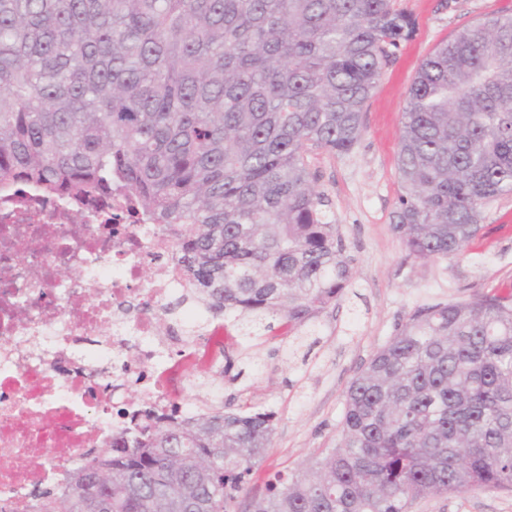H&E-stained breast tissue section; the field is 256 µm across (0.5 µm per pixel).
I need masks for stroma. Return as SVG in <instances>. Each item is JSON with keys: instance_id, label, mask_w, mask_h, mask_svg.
<instances>
[{"instance_id": "35a3bbf8", "label": "stroma", "mask_w": 512, "mask_h": 512, "mask_svg": "<svg viewBox=\"0 0 512 512\" xmlns=\"http://www.w3.org/2000/svg\"><path fill=\"white\" fill-rule=\"evenodd\" d=\"M396 5L414 17L416 29L368 100L360 141L347 154H308L350 261L349 286L297 336L246 337L225 318L223 379L201 371L185 381L187 397L200 406L275 414L270 446L237 512H246L276 474L306 467L324 449L336 447L348 386L414 310L512 289V194L486 203L478 237L447 259L410 256L393 229L403 192L397 168L401 117L418 68L463 28L511 14L512 0H396ZM408 512H512V493L429 495L413 501Z\"/></svg>"}]
</instances>
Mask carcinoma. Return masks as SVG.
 I'll return each mask as SVG.
<instances>
[{
	"label": "carcinoma",
	"instance_id": "obj_1",
	"mask_svg": "<svg viewBox=\"0 0 512 512\" xmlns=\"http://www.w3.org/2000/svg\"><path fill=\"white\" fill-rule=\"evenodd\" d=\"M415 19L393 0H0V186L133 196L177 231L183 303L296 336L352 279L308 152L347 153ZM394 230L465 250L512 193V15L425 59L402 112ZM341 441L249 512H407L512 491V292L426 305L344 395ZM274 414L155 416L34 494L33 512H230Z\"/></svg>",
	"mask_w": 512,
	"mask_h": 512
}]
</instances>
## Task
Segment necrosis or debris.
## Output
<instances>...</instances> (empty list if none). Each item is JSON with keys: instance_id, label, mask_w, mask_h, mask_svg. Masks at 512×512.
<instances>
[{"instance_id": "4bbe7bcc", "label": "necrosis or debris", "mask_w": 512, "mask_h": 512, "mask_svg": "<svg viewBox=\"0 0 512 512\" xmlns=\"http://www.w3.org/2000/svg\"><path fill=\"white\" fill-rule=\"evenodd\" d=\"M175 247L145 216L81 212L26 185L0 193V512H30L35 490L106 449L115 398L190 414L183 373L214 360L192 343L168 353L157 331L183 292Z\"/></svg>"}]
</instances>
